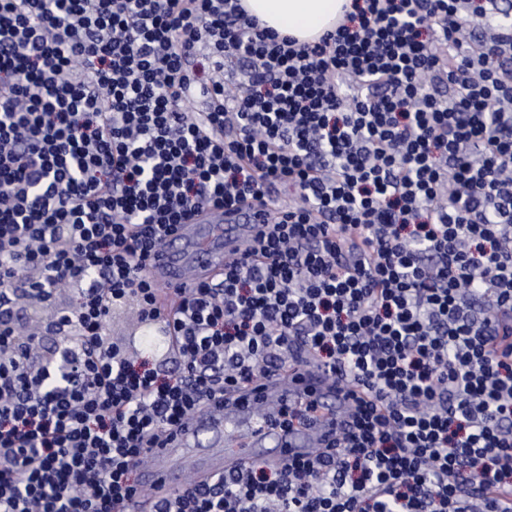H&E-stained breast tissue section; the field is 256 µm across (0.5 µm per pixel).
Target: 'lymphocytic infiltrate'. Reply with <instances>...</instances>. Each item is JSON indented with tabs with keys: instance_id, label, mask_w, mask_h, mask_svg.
<instances>
[{
	"instance_id": "obj_1",
	"label": "lymphocytic infiltrate",
	"mask_w": 512,
	"mask_h": 512,
	"mask_svg": "<svg viewBox=\"0 0 512 512\" xmlns=\"http://www.w3.org/2000/svg\"><path fill=\"white\" fill-rule=\"evenodd\" d=\"M351 7L301 42L240 0H0V512H502L512 17ZM241 204L259 235L161 315L147 262L168 230ZM61 288L73 302L22 330ZM131 301L171 358L109 338ZM301 353L353 396L331 445L165 495L134 478L192 413Z\"/></svg>"
}]
</instances>
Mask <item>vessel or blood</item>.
Segmentation results:
<instances>
[{"mask_svg":"<svg viewBox=\"0 0 512 512\" xmlns=\"http://www.w3.org/2000/svg\"><path fill=\"white\" fill-rule=\"evenodd\" d=\"M257 230L254 210H205L170 230L167 246L148 261L150 274L165 288L194 287L222 273L225 258ZM304 399L319 402L318 418L290 429L257 420L269 404ZM350 404L345 388L323 370L313 366L288 370L260 381L236 402L188 419L168 447L155 451L141 482L172 490L181 486L186 474L202 481L254 462L307 457L335 436Z\"/></svg>","mask_w":512,"mask_h":512,"instance_id":"obj_1","label":"vessel or blood"}]
</instances>
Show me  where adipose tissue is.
<instances>
[{
  "mask_svg": "<svg viewBox=\"0 0 512 512\" xmlns=\"http://www.w3.org/2000/svg\"><path fill=\"white\" fill-rule=\"evenodd\" d=\"M349 0H242L248 14L266 26L307 41L332 29Z\"/></svg>",
  "mask_w": 512,
  "mask_h": 512,
  "instance_id": "ef3b65f1",
  "label": "adipose tissue"
}]
</instances>
